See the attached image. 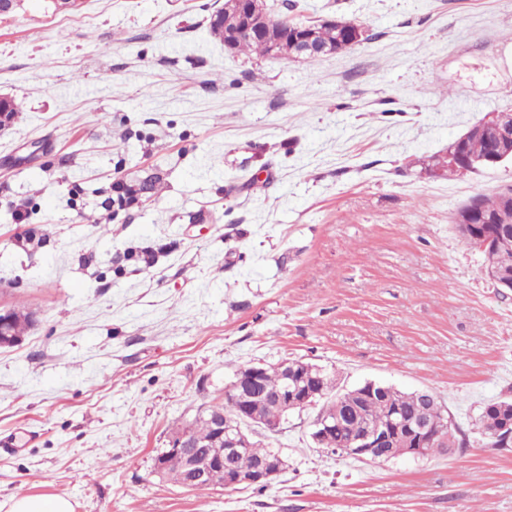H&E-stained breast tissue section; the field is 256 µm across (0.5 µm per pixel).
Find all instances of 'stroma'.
<instances>
[{"instance_id": "1", "label": "stroma", "mask_w": 512, "mask_h": 512, "mask_svg": "<svg viewBox=\"0 0 512 512\" xmlns=\"http://www.w3.org/2000/svg\"><path fill=\"white\" fill-rule=\"evenodd\" d=\"M224 0H23L0 16V503L74 512H512V447L476 420L512 395V290L455 231L512 162L437 177L432 156L512 113V0H300L368 40L317 59L231 54ZM135 192L122 203L113 191ZM301 359L338 390L432 392L470 439L357 461L311 438L318 408L257 430L265 488L154 474L170 431L236 369ZM8 512H74L71 502L62 496H12Z\"/></svg>"}]
</instances>
